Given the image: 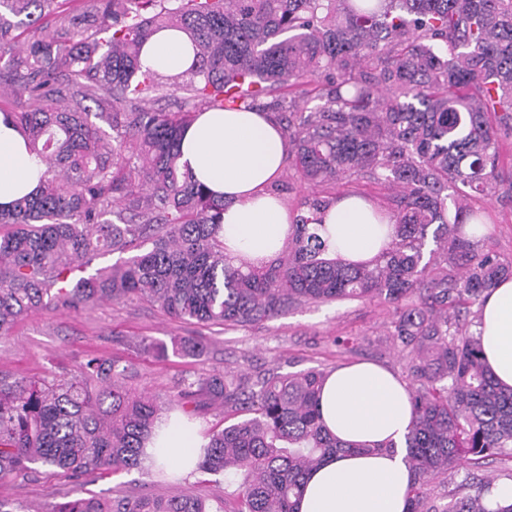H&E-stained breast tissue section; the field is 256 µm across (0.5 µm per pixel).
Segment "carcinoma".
<instances>
[{
    "label": "carcinoma",
    "mask_w": 512,
    "mask_h": 512,
    "mask_svg": "<svg viewBox=\"0 0 512 512\" xmlns=\"http://www.w3.org/2000/svg\"><path fill=\"white\" fill-rule=\"evenodd\" d=\"M0 0V104L44 165L36 193L0 209V339L35 311L150 302L187 323L248 326L301 303L382 300L410 349L413 420L407 512L495 509L488 479L444 506L428 486L467 461L512 456V388L494 380L460 317L512 260L479 249L475 195L503 185L512 134V0ZM183 32L190 69L140 65L148 38ZM178 92L175 109L144 103ZM311 100L320 104L304 111ZM275 114L300 179L383 181L396 191L394 239L372 263L328 256L317 233L331 205L304 203L279 256L261 267L224 255V201L179 164L195 113ZM462 202L448 208V189ZM434 248L423 261L427 238ZM150 248H145V245ZM129 257L75 280L99 255ZM157 356L201 354L197 338L146 341ZM103 355L69 377L0 379V480L31 465L72 476L139 468L164 402L126 386ZM326 374L184 378L168 402L198 394L238 418L207 435L196 470L234 487L238 512H295L306 475L352 447L319 412ZM56 512H223L193 494L76 497Z\"/></svg>",
    "instance_id": "1"
}]
</instances>
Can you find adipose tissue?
Returning a JSON list of instances; mask_svg holds the SVG:
<instances>
[{
    "label": "adipose tissue",
    "mask_w": 512,
    "mask_h": 512,
    "mask_svg": "<svg viewBox=\"0 0 512 512\" xmlns=\"http://www.w3.org/2000/svg\"><path fill=\"white\" fill-rule=\"evenodd\" d=\"M193 57L186 36L163 30L146 42L143 67L165 74L184 72ZM287 151L279 126L263 112L209 110L188 125L181 164L215 198L224 201L221 235L233 261L268 262L282 249L293 215L269 187L282 174ZM42 166L26 148L11 121L0 114V206L33 193ZM330 256L370 262L390 247L388 213L371 200L349 195L330 205L319 229ZM482 354L496 382L512 387V279L497 283L480 306ZM321 419L327 430L350 443L392 440L389 455L333 457L313 471L298 512H406L410 470L403 442L412 423L407 384L373 363L344 365L332 371L321 390ZM205 441L182 417L170 415L146 454L168 470L192 472Z\"/></svg>",
    "instance_id": "obj_1"
}]
</instances>
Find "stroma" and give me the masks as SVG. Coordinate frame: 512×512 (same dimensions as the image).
Wrapping results in <instances>:
<instances>
[{
    "label": "stroma",
    "instance_id": "35a3bbf8",
    "mask_svg": "<svg viewBox=\"0 0 512 512\" xmlns=\"http://www.w3.org/2000/svg\"><path fill=\"white\" fill-rule=\"evenodd\" d=\"M271 191L293 212L314 196L333 201L348 194L368 198L388 211L393 208L392 190L372 180L341 179L315 186L301 181L289 166ZM472 206L481 212L487 226L479 240L481 250L512 259V192L499 188L494 195L474 200ZM391 321L388 304L368 300L300 304L273 319L245 327L181 323L142 300L104 302L77 312H34L0 340V377L14 380L38 379L51 372L62 375L92 354H103L128 366L130 388L163 399L181 378L200 373L329 372L343 364L370 361L401 376L409 356L393 340ZM187 336L203 339L206 351L193 357L160 358L142 346L146 339L167 343L171 338ZM468 475L510 482L512 458L497 455L478 465L464 464L449 473L444 483L432 487L435 503L445 504L447 494ZM83 483L85 490L102 499L111 498L118 489L129 494L182 490L210 503L223 500L224 512L238 509L236 500L225 496L223 482L200 473L171 480L142 468L104 477L89 475ZM75 496L73 479L45 467L0 481V501L9 503L15 512H54Z\"/></svg>",
    "mask_w": 512,
    "mask_h": 512
}]
</instances>
